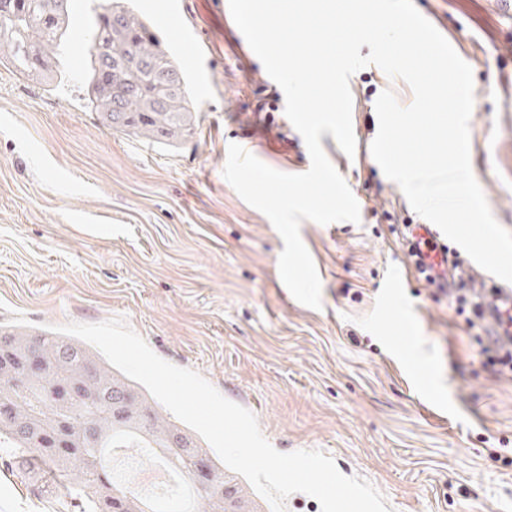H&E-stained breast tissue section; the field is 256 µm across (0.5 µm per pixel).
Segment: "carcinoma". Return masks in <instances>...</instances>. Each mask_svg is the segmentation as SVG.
I'll use <instances>...</instances> for the list:
<instances>
[{
  "instance_id": "cac0c4a2",
  "label": "carcinoma",
  "mask_w": 512,
  "mask_h": 512,
  "mask_svg": "<svg viewBox=\"0 0 512 512\" xmlns=\"http://www.w3.org/2000/svg\"><path fill=\"white\" fill-rule=\"evenodd\" d=\"M70 0H0V62L22 73L47 69L66 49ZM90 56L79 81L85 108L110 130L172 145L194 134L192 105L185 96L187 74L151 25L129 0H98L95 19L84 33ZM36 342L48 368L26 372L23 345ZM95 370V393L82 403L58 398L86 366ZM128 396L132 410L115 414L114 400ZM0 445L21 456L53 462L79 478L72 498L79 512H172L150 500L126 495L111 467L107 448H159L185 470L177 512H226L224 465L185 428L157 412L142 392L84 341L51 331L23 333L0 326ZM95 427L97 437L81 434ZM206 456L218 479L199 488L190 475L192 460Z\"/></svg>"
}]
</instances>
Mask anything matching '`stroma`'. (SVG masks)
Here are the masks:
<instances>
[{
	"instance_id": "1",
	"label": "stroma",
	"mask_w": 512,
	"mask_h": 512,
	"mask_svg": "<svg viewBox=\"0 0 512 512\" xmlns=\"http://www.w3.org/2000/svg\"><path fill=\"white\" fill-rule=\"evenodd\" d=\"M414 5L472 69V171L512 231V0ZM230 16L228 0H183L197 43L157 30L191 74L195 132L172 147L105 128L71 53L56 85L0 66V325L123 318L251 411L275 449L324 452L389 512H512L500 460L512 453V377L485 365L463 317L414 269L401 242L421 217L367 155L378 96L407 106L410 87L359 70L355 156L321 136L360 220L301 223L322 285L321 309L309 308L280 277L279 233L223 176L233 143L281 172L310 167L284 100L257 111L278 86ZM75 483L0 449V512H68Z\"/></svg>"
}]
</instances>
